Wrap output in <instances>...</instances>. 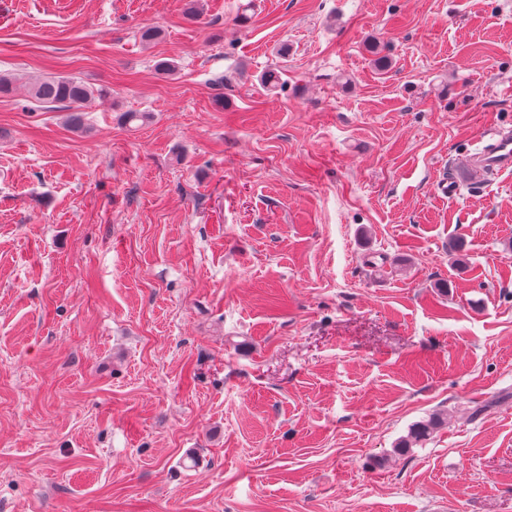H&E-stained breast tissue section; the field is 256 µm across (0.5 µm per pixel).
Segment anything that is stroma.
Instances as JSON below:
<instances>
[{
	"label": "stroma",
	"instance_id": "stroma-1",
	"mask_svg": "<svg viewBox=\"0 0 512 512\" xmlns=\"http://www.w3.org/2000/svg\"><path fill=\"white\" fill-rule=\"evenodd\" d=\"M186 4L0 0V512H512V0ZM106 90L94 89L84 81L72 76L41 78L29 85L32 101L43 106L62 105L71 112L69 121L74 126L82 124L81 112L96 98L105 96ZM484 170L499 174L512 170V136L510 133L501 134L494 143L482 148L477 156ZM444 423V417L440 414H432L427 419L416 422L410 427L407 436L397 443L396 451L404 453L414 445L427 441Z\"/></svg>",
	"mask_w": 512,
	"mask_h": 512
}]
</instances>
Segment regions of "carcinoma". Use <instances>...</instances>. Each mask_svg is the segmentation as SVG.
I'll use <instances>...</instances> for the list:
<instances>
[{
    "label": "carcinoma",
    "mask_w": 512,
    "mask_h": 512,
    "mask_svg": "<svg viewBox=\"0 0 512 512\" xmlns=\"http://www.w3.org/2000/svg\"><path fill=\"white\" fill-rule=\"evenodd\" d=\"M32 101L45 106L61 105L70 112L69 121L74 126L82 124V112L95 99L106 94V90L95 89L84 81L72 76H54L41 78L29 85ZM444 425V417L432 414L428 418L413 424L407 436L396 445V451L404 453L413 446L424 442Z\"/></svg>",
    "instance_id": "cac0c4a2"
}]
</instances>
